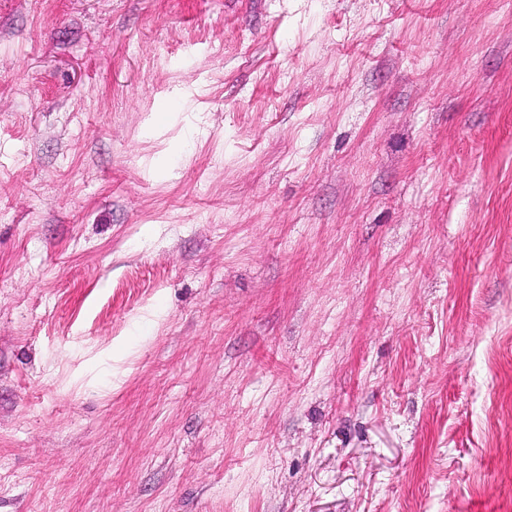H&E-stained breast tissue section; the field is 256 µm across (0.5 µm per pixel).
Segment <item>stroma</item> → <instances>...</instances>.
<instances>
[{
	"label": "stroma",
	"instance_id": "obj_1",
	"mask_svg": "<svg viewBox=\"0 0 512 512\" xmlns=\"http://www.w3.org/2000/svg\"><path fill=\"white\" fill-rule=\"evenodd\" d=\"M0 512H512V0H0Z\"/></svg>",
	"mask_w": 512,
	"mask_h": 512
}]
</instances>
